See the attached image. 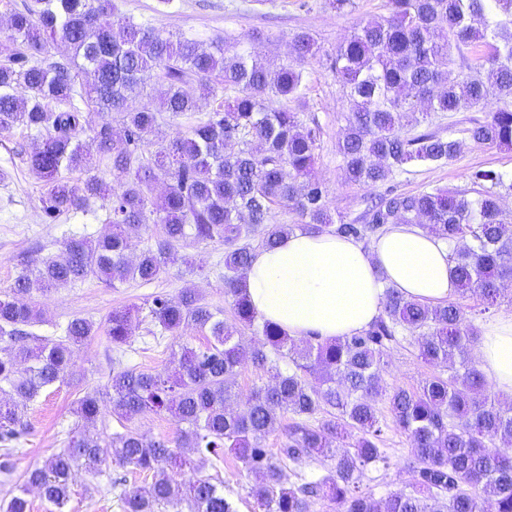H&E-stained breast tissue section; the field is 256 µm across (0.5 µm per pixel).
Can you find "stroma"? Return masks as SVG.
I'll use <instances>...</instances> for the list:
<instances>
[{
  "label": "stroma",
  "instance_id": "stroma-1",
  "mask_svg": "<svg viewBox=\"0 0 512 512\" xmlns=\"http://www.w3.org/2000/svg\"><path fill=\"white\" fill-rule=\"evenodd\" d=\"M384 14L382 0H354L353 7L341 11L328 7L326 0H171L167 5L161 0H118L112 22L119 25L131 19L166 36H185L205 43L220 40L229 49L254 51L273 68L296 62L292 54L296 33L312 35L320 52L300 62L307 76L306 106L300 119L304 125L318 129L315 172L324 187L333 221H351L363 209L365 199L389 187L400 193L435 186L464 189L470 187V176L479 169L496 171L512 181V151L470 141L464 142L447 162L411 166L386 186L362 187L346 181L337 143L346 126L348 104L331 75L329 59L356 23L374 21ZM33 138V131L22 126L0 136V295L12 287L21 257L54 255L68 238H96L109 229L104 221L111 206L107 199L91 200L88 206L55 218L45 214L41 203L44 184L25 163ZM181 252L186 262L176 263L161 279L149 284L127 281L113 287L91 279L62 284L46 293L33 292L42 317L35 334L61 335L75 318L93 322L96 333L76 350L67 381L46 389L30 404V434L5 445L0 443V455L9 454L13 464L11 477L0 475V500L15 493L27 470L66 448L74 432L83 429L106 440L121 430V422L111 412H104L92 425L83 424L76 413L80 398L106 394L113 368L121 365L170 372L183 344H200L202 333L191 325L180 333L152 338L149 307L155 295L175 298L192 288L212 309L231 317V299L224 293L223 246L190 243ZM122 307L133 308L135 332L130 347L118 353L112 349L106 322L113 309ZM431 373V367L420 359L417 346L406 343L390 350L383 379L387 384L414 390ZM383 446L390 458L389 468L370 470L364 481L378 497L408 485L412 479L408 437L396 428H387ZM170 475L178 483L196 476L212 477L235 502L238 512H256L257 503L251 494L254 480L234 459H226L220 466L203 459L195 468L174 469ZM151 483L150 474L111 462L95 472L75 465L66 512H123L118 490H146Z\"/></svg>",
  "mask_w": 512,
  "mask_h": 512
}]
</instances>
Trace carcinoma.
Here are the masks:
<instances>
[{
	"mask_svg": "<svg viewBox=\"0 0 512 512\" xmlns=\"http://www.w3.org/2000/svg\"><path fill=\"white\" fill-rule=\"evenodd\" d=\"M114 0H23L12 10L9 35L0 44V134L23 125L39 134L27 153L29 169L46 186V215L84 207L112 196L106 220L112 232L96 239L72 237L59 254L21 258L10 291L0 298V441L28 428L25 412L47 388L64 382L74 349L94 335L84 318L68 322L62 336H35L40 322L35 290L95 278L106 284L151 283L168 272L188 242L224 246V293L235 322L217 316L194 289L177 298L154 296L150 313L160 330L176 334L187 325L207 331L200 346L185 345L173 375L135 368L112 371V414L129 421L168 410L180 428L172 438L147 439L127 429L104 448L82 435L26 472L24 485L0 512H29L27 487L39 490L52 512H64L74 463L98 470L110 460L152 474L149 493L120 494L124 512H237L208 477L177 484L169 466L192 467V455L221 462L230 455L259 478L252 488L261 512H314L321 501L331 512H512V405H503L468 359L478 336L456 302L432 304L388 287L384 311L367 329L331 340H296L261 320L240 288L256 249H271L293 231L272 224L274 207L293 208L313 232L362 240L387 224H414L450 247L457 292L492 304L500 284L512 279V215L499 203L503 175L477 170L473 189L392 190L351 222L331 224L322 183L314 175L318 134L300 123L295 108L305 99L306 74L285 64L275 70L245 49L228 53L222 43L173 40L129 20L115 28ZM387 15L360 24L331 57L330 69L349 102L337 150L346 180L371 187L415 164H439L462 141L422 127L432 112H465L491 97L501 106L485 121L464 129L479 145L512 147V0H384ZM59 39L71 55L46 65L32 59L48 40ZM307 32L294 35L297 58L315 55ZM487 51L485 63L459 64L452 52ZM458 65L452 69V65ZM91 77L81 85L78 72ZM167 85L159 109L136 99L151 79ZM222 90L188 134L153 143L162 113L197 111L189 86ZM22 86L26 95L14 89ZM123 114L122 127L103 124L89 145L79 134L88 123L84 107ZM112 157L120 192L89 174L94 156ZM83 171L73 180L62 171ZM163 180V194L153 196ZM161 225V238L127 261L130 235ZM261 230L258 246L251 239ZM242 325L260 339L247 350L235 335ZM113 347L130 343L131 310L115 309L107 322ZM403 342L440 369L409 391L382 383L387 354ZM248 358L272 374L273 384L247 395L235 391L237 368ZM320 372L315 381L306 378ZM239 410L230 411V400ZM385 403L388 416L378 404ZM77 414L86 423L101 414L99 399L85 396ZM282 441L275 453L264 440L278 418ZM394 425L411 441L412 481L380 500L363 488L368 471L389 466L381 448ZM326 461L323 473L308 470ZM301 470L287 483L283 467Z\"/></svg>",
	"mask_w": 512,
	"mask_h": 512,
	"instance_id": "carcinoma-1",
	"label": "carcinoma"
}]
</instances>
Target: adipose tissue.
<instances>
[{
  "mask_svg": "<svg viewBox=\"0 0 512 512\" xmlns=\"http://www.w3.org/2000/svg\"><path fill=\"white\" fill-rule=\"evenodd\" d=\"M447 243L391 224L371 247L329 233L294 231L260 251L242 286L258 317L294 339H333L368 328L383 312L385 286L426 301L453 299ZM480 368L512 396V314L486 326Z\"/></svg>",
  "mask_w": 512,
  "mask_h": 512,
  "instance_id": "adipose-tissue-1",
  "label": "adipose tissue"
}]
</instances>
